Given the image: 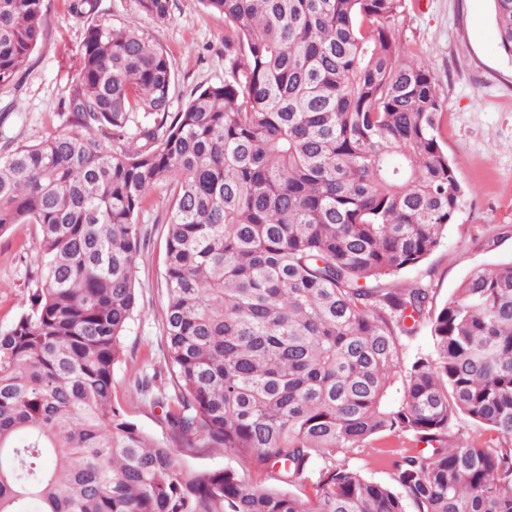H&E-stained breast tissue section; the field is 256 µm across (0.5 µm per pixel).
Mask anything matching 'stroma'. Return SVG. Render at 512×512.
Returning <instances> with one entry per match:
<instances>
[{"label": "stroma", "instance_id": "stroma-1", "mask_svg": "<svg viewBox=\"0 0 512 512\" xmlns=\"http://www.w3.org/2000/svg\"><path fill=\"white\" fill-rule=\"evenodd\" d=\"M45 7L42 41L15 83L0 87V153L37 143L63 125L87 22L70 12L69 0H45ZM96 18L137 28L166 50L174 72L170 112L180 111L198 87L224 80V19L199 0H173L163 22L142 15L134 0H98ZM394 34L425 62L445 102L444 149L465 188L442 244L399 276L406 286L426 283L439 307L474 269L512 259V57L499 47L492 0H407ZM167 204L158 188L143 207L139 308L124 338L125 358L113 372V403L141 431L168 445L163 410L133 385L134 376L166 365ZM37 243L32 224L0 233V332L27 308Z\"/></svg>", "mask_w": 512, "mask_h": 512}]
</instances>
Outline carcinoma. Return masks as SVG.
<instances>
[{"instance_id":"carcinoma-1","label":"carcinoma","mask_w":512,"mask_h":512,"mask_svg":"<svg viewBox=\"0 0 512 512\" xmlns=\"http://www.w3.org/2000/svg\"><path fill=\"white\" fill-rule=\"evenodd\" d=\"M200 2L224 16V82L173 114L167 53L70 0L89 21L70 130L0 155V232L35 225L39 261L0 332V512H512V261L475 269L438 310L431 289L395 282L464 192L445 103L393 33L406 0ZM136 3L170 16L171 0ZM493 4L512 57V0ZM46 24L44 0H0V87ZM159 185L168 370L134 386L183 448H222L238 469L183 467L112 404L137 220ZM423 323L433 352L405 368L400 339ZM459 415L490 438L452 444ZM395 434L426 447L381 457L391 483L346 462Z\"/></svg>"}]
</instances>
